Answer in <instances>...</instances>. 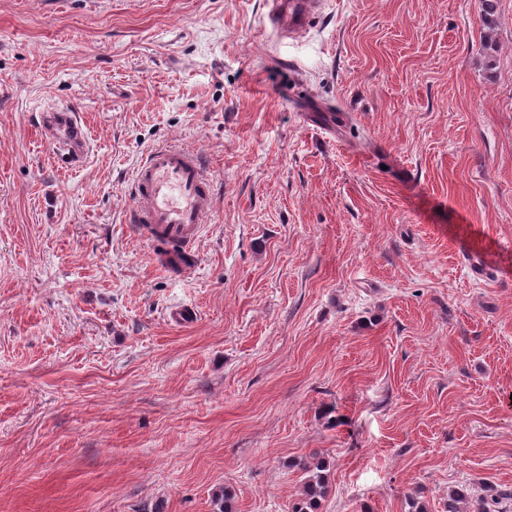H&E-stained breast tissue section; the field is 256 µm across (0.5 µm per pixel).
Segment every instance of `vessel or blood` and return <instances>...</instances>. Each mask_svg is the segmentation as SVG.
Here are the masks:
<instances>
[{
    "instance_id": "vessel-or-blood-1",
    "label": "vessel or blood",
    "mask_w": 512,
    "mask_h": 512,
    "mask_svg": "<svg viewBox=\"0 0 512 512\" xmlns=\"http://www.w3.org/2000/svg\"><path fill=\"white\" fill-rule=\"evenodd\" d=\"M323 7L324 0H271L268 20L277 31L298 33L309 28ZM37 121L59 162L70 168L85 162L90 139L75 109L52 106ZM134 190L129 223L156 242L166 268L192 272L198 260L194 245L214 203L203 156L184 147L153 149L136 168Z\"/></svg>"
}]
</instances>
